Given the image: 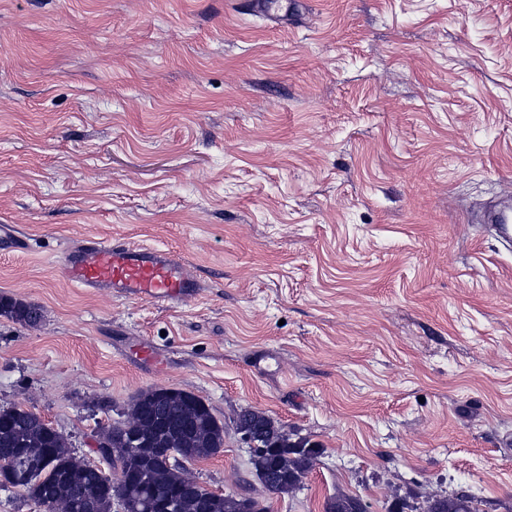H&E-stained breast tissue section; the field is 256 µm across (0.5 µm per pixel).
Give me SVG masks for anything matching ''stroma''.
Returning <instances> with one entry per match:
<instances>
[{"instance_id":"obj_1","label":"stroma","mask_w":512,"mask_h":512,"mask_svg":"<svg viewBox=\"0 0 512 512\" xmlns=\"http://www.w3.org/2000/svg\"><path fill=\"white\" fill-rule=\"evenodd\" d=\"M0 0V409L81 460L146 389L202 398L190 468L261 493L253 407L321 454L270 512L463 490L512 512V0ZM94 239L172 251L171 306L60 280ZM0 316L7 317L19 324L34 326L43 317L42 309L35 304L12 297H0ZM369 508L370 504L361 496L336 493L325 499L323 512H370Z\"/></svg>"}]
</instances>
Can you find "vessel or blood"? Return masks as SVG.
I'll return each instance as SVG.
<instances>
[{
  "label": "vessel or blood",
  "mask_w": 512,
  "mask_h": 512,
  "mask_svg": "<svg viewBox=\"0 0 512 512\" xmlns=\"http://www.w3.org/2000/svg\"><path fill=\"white\" fill-rule=\"evenodd\" d=\"M63 281L83 288L107 287L128 298L174 304L198 292L199 284L170 252L93 240L67 255L58 268Z\"/></svg>",
  "instance_id": "b4317fda"
}]
</instances>
